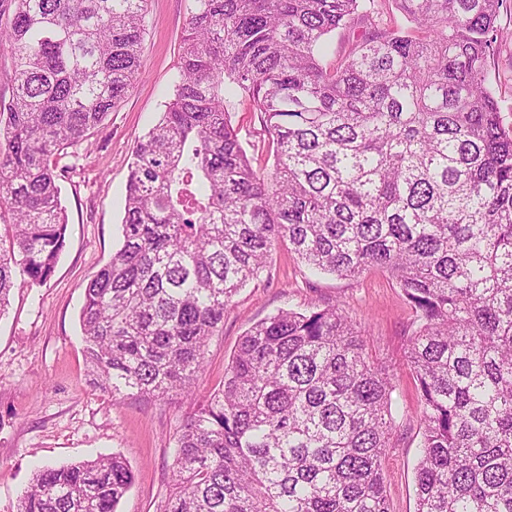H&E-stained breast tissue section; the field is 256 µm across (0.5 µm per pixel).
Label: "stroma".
<instances>
[{"instance_id": "obj_1", "label": "stroma", "mask_w": 512, "mask_h": 512, "mask_svg": "<svg viewBox=\"0 0 512 512\" xmlns=\"http://www.w3.org/2000/svg\"><path fill=\"white\" fill-rule=\"evenodd\" d=\"M193 0H150L142 74L126 98L83 143L57 158L68 215L66 248L43 284L16 289L0 317V512H15L37 464L62 465L121 454L135 482L118 512H159L172 485L174 436L198 400L224 379L240 338L278 310L337 306L368 332L369 347L390 365L396 431L384 459L390 512H415L420 450V397L404 359L417 328L396 280L370 269L354 278L314 275L288 244L276 245L260 280L234 297L224 326L206 348L205 373L191 394L166 400L112 397L91 384L79 312L84 290L119 242L132 150L165 109L177 73L181 37ZM504 38L486 83L512 128V6L502 10ZM232 124L254 167L272 165L259 113L241 97L228 100Z\"/></svg>"}]
</instances>
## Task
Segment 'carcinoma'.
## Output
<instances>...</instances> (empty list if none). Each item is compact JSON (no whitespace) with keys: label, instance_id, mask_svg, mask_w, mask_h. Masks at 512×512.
Listing matches in <instances>:
<instances>
[{"label":"carcinoma","instance_id":"1","mask_svg":"<svg viewBox=\"0 0 512 512\" xmlns=\"http://www.w3.org/2000/svg\"><path fill=\"white\" fill-rule=\"evenodd\" d=\"M11 2L0 317L65 248L56 156L126 97L149 4ZM503 2L195 0L166 109L133 148L120 246L85 288L93 384L190 391L280 242L315 271L383 269L418 322L416 512H512V129L485 82ZM231 90L260 113L269 172L238 138ZM394 391L342 309L279 310L182 421L160 512H389ZM133 479L117 454L39 467L16 512H117Z\"/></svg>","mask_w":512,"mask_h":512}]
</instances>
